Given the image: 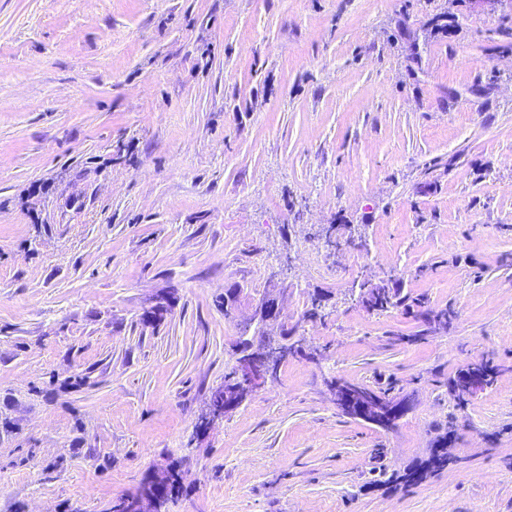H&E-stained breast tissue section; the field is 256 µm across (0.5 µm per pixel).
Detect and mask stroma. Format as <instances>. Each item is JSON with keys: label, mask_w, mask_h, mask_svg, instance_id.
I'll return each instance as SVG.
<instances>
[{"label": "stroma", "mask_w": 512, "mask_h": 512, "mask_svg": "<svg viewBox=\"0 0 512 512\" xmlns=\"http://www.w3.org/2000/svg\"><path fill=\"white\" fill-rule=\"evenodd\" d=\"M288 254L303 351L198 435ZM335 380L409 408L348 418ZM172 463L169 512H512V0H0V512H110ZM321 239L324 246L330 253H338L343 247H362L363 241L356 239L354 236L346 237L344 229L339 224L328 225L321 233ZM343 241V242H342ZM361 301L362 305L367 308L368 305H371L374 301L371 300L372 296H376L379 292H381V286L375 285L371 282H366L363 285ZM378 302L376 306L371 310L373 311H388L391 308H398L401 306H406V301L408 300L406 296H401V287L396 282L395 288H390L387 293H379ZM447 446L448 442H443L439 447H437L423 469L405 473L400 477L401 482L406 486L417 484L421 479H423L428 471L445 467L448 464Z\"/></svg>", "instance_id": "1"}]
</instances>
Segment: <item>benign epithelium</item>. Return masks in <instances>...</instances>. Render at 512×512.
Instances as JSON below:
<instances>
[{
    "mask_svg": "<svg viewBox=\"0 0 512 512\" xmlns=\"http://www.w3.org/2000/svg\"><path fill=\"white\" fill-rule=\"evenodd\" d=\"M321 239L324 246L333 254L345 247L363 246V241L353 236H345L344 229L338 224H330L324 228ZM281 292L280 288L272 289L265 302L255 307L248 325L254 328V332L263 333V337L254 336L253 332L240 337L237 344L238 362L235 368V382L230 388L215 392L209 410L201 421V430H206L211 423L224 419L237 409L256 389L273 380V375L283 361L302 351L300 345L292 347L286 344L270 329L279 317ZM486 385V378L479 372L464 376L463 387L468 395L484 389ZM334 400L340 412L350 418L385 428L393 425L391 422L393 411L388 407L378 406L355 387L336 385ZM149 481L153 484V492L140 500L138 512H165L164 471L151 473Z\"/></svg>",
    "mask_w": 512,
    "mask_h": 512,
    "instance_id": "1",
    "label": "benign epithelium"
}]
</instances>
